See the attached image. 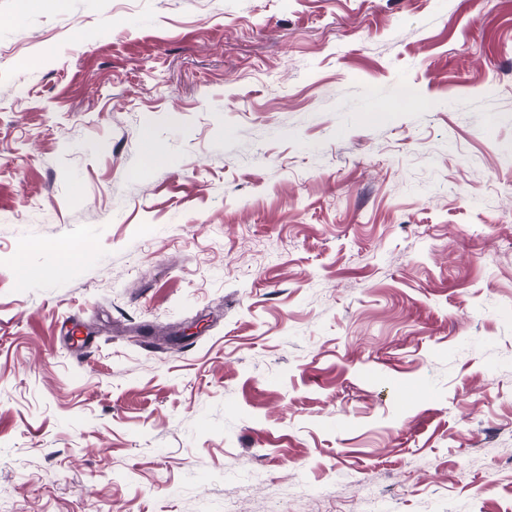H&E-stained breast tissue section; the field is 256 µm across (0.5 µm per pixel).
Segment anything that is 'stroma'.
<instances>
[{
  "label": "stroma",
  "instance_id": "obj_1",
  "mask_svg": "<svg viewBox=\"0 0 512 512\" xmlns=\"http://www.w3.org/2000/svg\"><path fill=\"white\" fill-rule=\"evenodd\" d=\"M366 485L512 501V0H0V512Z\"/></svg>",
  "mask_w": 512,
  "mask_h": 512
}]
</instances>
